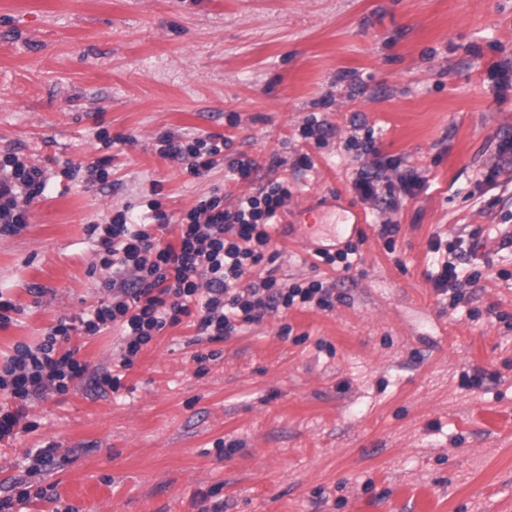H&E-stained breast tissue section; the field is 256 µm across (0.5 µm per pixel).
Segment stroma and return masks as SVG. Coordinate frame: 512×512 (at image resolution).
I'll list each match as a JSON object with an SVG mask.
<instances>
[{
	"label": "stroma",
	"mask_w": 512,
	"mask_h": 512,
	"mask_svg": "<svg viewBox=\"0 0 512 512\" xmlns=\"http://www.w3.org/2000/svg\"><path fill=\"white\" fill-rule=\"evenodd\" d=\"M312 118L317 143L302 136ZM165 132L231 146L193 176L159 155ZM368 136L386 176L422 181L384 210L353 188ZM508 142L512 0H0V157L48 179L0 235V296L15 305L0 364L96 306L91 225L140 216L153 188L174 217L214 193L233 206L249 189L229 177L241 155L262 176L282 157L294 234L319 207L322 248L356 249L335 270L277 241L275 277L330 286L329 311L270 312L199 343L185 319L127 369L120 328L72 333L78 359L120 387L84 378L32 404L31 430L0 443V497L21 478V512H200L211 490L224 512H512V249L498 243L512 176L484 180ZM100 158L105 180L60 176ZM349 205L362 229L335 236ZM446 261L457 300L434 286ZM48 442L55 464L28 471Z\"/></svg>",
	"instance_id": "stroma-1"
}]
</instances>
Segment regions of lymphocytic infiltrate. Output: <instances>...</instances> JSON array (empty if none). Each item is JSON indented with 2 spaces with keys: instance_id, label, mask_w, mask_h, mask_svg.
Masks as SVG:
<instances>
[{
  "instance_id": "obj_1",
  "label": "lymphocytic infiltrate",
  "mask_w": 512,
  "mask_h": 512,
  "mask_svg": "<svg viewBox=\"0 0 512 512\" xmlns=\"http://www.w3.org/2000/svg\"><path fill=\"white\" fill-rule=\"evenodd\" d=\"M159 143L162 157L181 161L192 175L211 168L213 156L228 145L227 139L214 135L190 138L171 132L162 134ZM362 153L370 161L360 169L354 189L363 199L381 204L419 187V179L411 174L383 181L385 164L376 156L372 139H365ZM282 164L281 157L271 156L272 178L239 197L234 208H225L223 197L216 194L198 200L176 222L180 233L175 245L161 244L155 235L173 222L153 199L146 202L149 222L131 223L123 208L93 225L100 266L107 273V298L76 322H59L40 345L17 346L0 366V392L14 401L13 406L0 407V441L16 437L31 403L68 392L70 384L87 373V365L64 346L73 327L96 336L120 326V365L128 368L154 336L190 314L198 335L219 341L234 331L238 319L256 321L297 304L332 309L335 298L322 282L288 285L271 275L253 276L262 262H275L278 255L272 231L290 197L285 180L275 175ZM46 188L41 169L14 154L1 157L0 232L23 227L28 206L44 196Z\"/></svg>"
}]
</instances>
